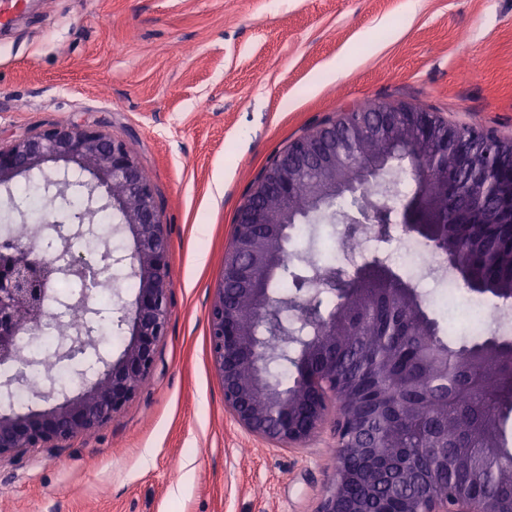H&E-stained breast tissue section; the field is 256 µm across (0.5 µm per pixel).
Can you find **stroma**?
I'll return each mask as SVG.
<instances>
[{"instance_id": "35a3bbf8", "label": "stroma", "mask_w": 512, "mask_h": 512, "mask_svg": "<svg viewBox=\"0 0 512 512\" xmlns=\"http://www.w3.org/2000/svg\"><path fill=\"white\" fill-rule=\"evenodd\" d=\"M39 0L0 31V145L101 121L146 171L173 287L114 421L0 460V512H315L336 439L275 447L224 408L207 312L261 169L341 107L412 103L512 136V0ZM399 224L311 226L303 261Z\"/></svg>"}]
</instances>
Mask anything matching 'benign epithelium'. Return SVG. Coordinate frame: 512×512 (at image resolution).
<instances>
[{
  "mask_svg": "<svg viewBox=\"0 0 512 512\" xmlns=\"http://www.w3.org/2000/svg\"><path fill=\"white\" fill-rule=\"evenodd\" d=\"M457 125L435 112L410 104L376 102L369 109L346 108L288 142L252 183L238 207L232 237L224 253V267L208 313L210 355L219 374L224 407L249 434L277 447L305 446L326 424L336 438L333 478L321 495L315 512H373L371 487L380 478H408L420 462L448 465L437 448L421 455L392 446L388 422L390 405L376 386L367 393L351 388V378L332 368L320 374L315 359L329 354L352 328L365 322L361 297L348 292V316L319 313L313 300L300 308V319L312 330L299 336L278 318V301L272 296L271 269L283 262L290 245V225L303 214L319 213L348 224H371L388 217L380 203L383 186L394 170L392 150L408 146L428 153L432 188L423 196L408 191L398 209L406 231L425 230L448 218L435 208V199L448 201V212L457 219L471 217L473 202L489 205L477 214L479 240L496 250H512V237L500 241L495 229L512 222V182L485 180L484 172L512 159V138L490 129L477 128L478 145L469 148L456 138ZM49 161L61 162L56 177L46 178L52 198L67 201L69 193H85L86 206L78 214L67 213L51 225L61 253L68 254L73 239L93 234L85 225L97 207L118 210L123 224L135 238L129 257H115L104 250L99 262V284L110 281L112 265L129 261L139 280L138 293L123 309L120 322L129 326L131 338L122 355L104 362L95 381L72 397L44 410L0 412V459L27 448H51L59 441L98 429L118 417L137 393L141 382L156 365L159 343L167 335L168 298L172 288L170 244L152 183L125 144L97 123L53 125L0 146V187L18 175L44 171ZM87 173L91 180L78 184L69 171ZM472 176L471 193L455 195V179L462 171ZM309 180L307 190L297 192L298 181ZM354 196L356 212L342 216L333 209L336 198ZM86 267L78 258L48 262L35 256V247L0 241V362L12 361L17 351L20 322L36 326L44 316L43 302L49 285L61 278L82 280ZM411 303L407 291L386 289L382 312L396 316ZM254 305L256 313L244 319L238 308ZM90 323L70 333L57 351L59 360H73L96 350ZM277 364L294 368L291 383L281 380ZM441 371L438 362L415 366L392 375L387 384L401 392L398 410L403 416L424 413L422 394L427 382ZM360 483L365 493L354 496L350 487ZM400 512H487L484 496L455 492L439 486L423 498H406Z\"/></svg>",
  "mask_w": 512,
  "mask_h": 512,
  "instance_id": "1",
  "label": "benign epithelium"
}]
</instances>
